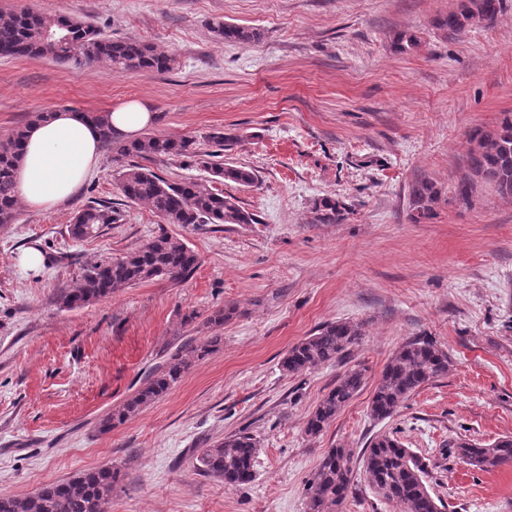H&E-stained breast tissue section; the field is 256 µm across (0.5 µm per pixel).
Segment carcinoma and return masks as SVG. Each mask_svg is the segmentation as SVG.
<instances>
[{
    "mask_svg": "<svg viewBox=\"0 0 512 512\" xmlns=\"http://www.w3.org/2000/svg\"><path fill=\"white\" fill-rule=\"evenodd\" d=\"M504 0H460L457 9L438 18L437 26L458 33L481 19L496 20ZM218 39L250 44L261 38L251 27L210 23ZM0 56L48 57L65 64L96 63L102 67L134 71H171L176 59L160 54L153 47L136 41L112 40L95 27L62 15L34 12L0 11ZM86 117L101 131L115 159L167 158L198 162L209 178L180 183L170 182L153 170L131 164L120 173L122 195L133 203H145L172 224H254V215L242 210L231 195H224L218 184L230 181L251 187L256 184L254 170L219 161L231 135L217 131L208 140L214 151H203L196 141L145 135L132 141L111 135L104 112ZM26 127L16 128L0 142V226L14 218L17 200L14 172ZM470 176L456 189L458 201L470 204L473 183L480 180L496 187L500 195L512 198V113L508 112L493 130L476 127L468 136ZM440 191L427 179L416 182L410 190V220L420 224L434 215ZM344 205L323 197L314 202L315 221L335 224L344 219ZM120 221L118 210L110 202L93 201L78 210L71 219L69 233L74 239L91 236L99 227ZM197 254L184 243L166 235L153 238L143 246L116 260L95 264L82 276L78 287L57 297L59 305L74 309L108 297L118 288L131 287L154 278L179 283L197 267ZM236 307L226 305L213 310L206 325L218 329L233 318ZM362 336L361 326L353 322H331L292 346L281 361L282 370L297 374L342 357ZM221 341L218 335L204 344L187 341L155 366L141 386L123 405L100 421V430L108 431L138 414L145 406L165 395L181 379L192 361L210 353ZM448 353L428 339H414L401 345L388 359L376 383L369 404L370 416L383 421L392 417L400 404L422 385L448 373ZM365 369H351L338 379L310 413L305 433L317 436L337 413L362 389ZM256 440L248 433L227 436L224 441L204 448L196 457L197 468L204 474L224 481L227 486H241L254 480ZM454 454L463 463L481 471L494 470L512 463V439L491 445H479L462 439L454 444ZM351 448H331L320 460L306 485L308 512H339L351 489ZM362 468L377 496L401 503L405 512H442L444 504L427 486L425 465L397 438L386 433L374 436L361 455ZM119 472L110 466L78 474L65 481L43 485L23 497L0 494V512H105L118 482Z\"/></svg>",
    "mask_w": 512,
    "mask_h": 512,
    "instance_id": "1",
    "label": "carcinoma"
}]
</instances>
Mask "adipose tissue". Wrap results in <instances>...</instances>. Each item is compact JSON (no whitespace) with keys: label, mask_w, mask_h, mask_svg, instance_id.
I'll use <instances>...</instances> for the list:
<instances>
[{"label":"adipose tissue","mask_w":512,"mask_h":512,"mask_svg":"<svg viewBox=\"0 0 512 512\" xmlns=\"http://www.w3.org/2000/svg\"><path fill=\"white\" fill-rule=\"evenodd\" d=\"M152 120V112L137 101L122 103L109 112L111 132L127 140L135 139ZM100 146V131L84 113H48L30 127L24 141L15 173L18 201L41 212L72 197L96 168Z\"/></svg>","instance_id":"ef3b65f1"}]
</instances>
